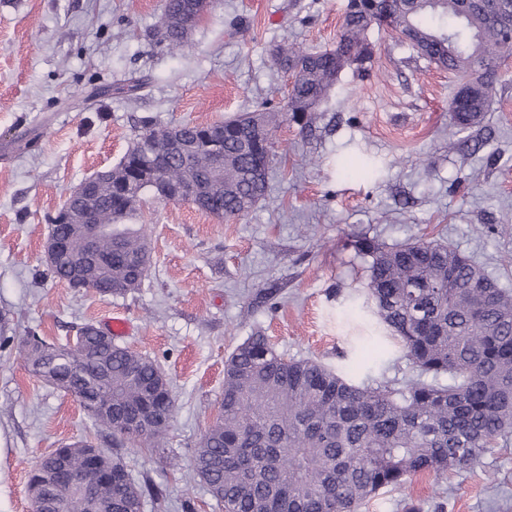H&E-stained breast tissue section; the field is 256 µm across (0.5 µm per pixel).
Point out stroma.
I'll return each instance as SVG.
<instances>
[{
    "instance_id": "35a3bbf8",
    "label": "stroma",
    "mask_w": 512,
    "mask_h": 512,
    "mask_svg": "<svg viewBox=\"0 0 512 512\" xmlns=\"http://www.w3.org/2000/svg\"><path fill=\"white\" fill-rule=\"evenodd\" d=\"M165 0H0V512H32L28 475L42 455L91 436L113 447L78 402L17 357L29 332L66 343L86 322L127 319L120 345L154 360L176 401L168 444H123L135 479L162 490L144 512H224L194 477L191 450L215 419L224 362L249 336L312 359L360 385L419 378L394 339L375 349L365 307L366 239L439 240L512 290V57L482 125L455 132L452 74L385 25L374 54L350 67L309 114L283 123L266 196L220 219L143 194L132 222L151 249L140 288L103 297L51 274V218L84 179L117 165L143 121L213 124L258 103L283 106L291 75L281 43L336 46L346 0H212L186 47L159 42ZM144 80L137 97L115 91ZM512 512V439L473 470L386 488L360 512Z\"/></svg>"
}]
</instances>
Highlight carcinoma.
I'll list each match as a JSON object with an SVG mask.
<instances>
[{
  "instance_id": "obj_1",
  "label": "carcinoma",
  "mask_w": 512,
  "mask_h": 512,
  "mask_svg": "<svg viewBox=\"0 0 512 512\" xmlns=\"http://www.w3.org/2000/svg\"><path fill=\"white\" fill-rule=\"evenodd\" d=\"M385 23L423 57L452 72L466 88L483 73L474 96L449 109L460 129L479 125L499 81L502 60L512 56V0H499L490 15L462 11L461 0H347L337 43L359 51L368 30ZM163 40L181 50L187 37L174 22ZM274 62L294 72L280 112L259 105L209 126L181 129L185 155L175 156L145 123L108 180L86 201L103 232L90 243L73 224H51L66 262L51 273L68 281L78 273L101 296L124 295L141 286L150 253L141 232L122 221L137 209L142 184V144L153 141L159 176L198 182L203 211L218 218L248 214L265 196L252 170L275 156L273 132L300 121L332 89L334 57L294 47L278 49ZM224 142V170L210 174L208 143ZM369 258L367 295L378 323L398 341L421 379L403 388L353 383L310 359H287L255 334L224 363V393L215 420L192 450V471L224 512H358L384 488L403 489L420 474L437 479L475 468L487 448L512 435V293L471 259L435 240L380 246L361 242ZM87 332L66 344L39 336L23 340L20 356L29 373L74 397L93 426L109 429L136 447L165 448L175 415L170 384L158 365L115 342ZM448 375V383L436 381ZM152 410L148 431L119 428L116 421ZM88 439L64 448L66 476L33 467L28 489L34 512H143L162 506L161 490L135 481L114 449L89 457Z\"/></svg>"
}]
</instances>
